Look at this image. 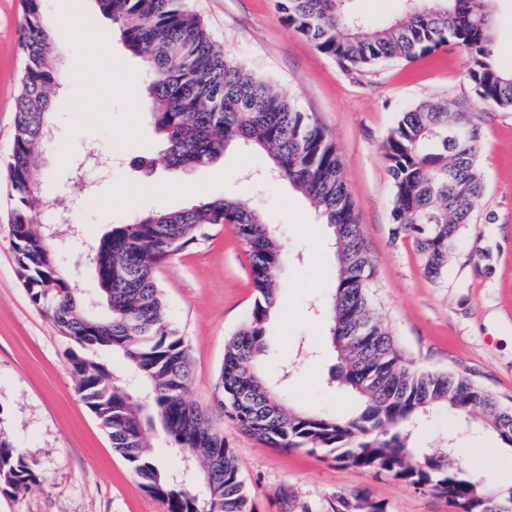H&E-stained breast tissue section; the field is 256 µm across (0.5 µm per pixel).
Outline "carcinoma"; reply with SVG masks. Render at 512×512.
Listing matches in <instances>:
<instances>
[{
	"instance_id": "obj_1",
	"label": "carcinoma",
	"mask_w": 512,
	"mask_h": 512,
	"mask_svg": "<svg viewBox=\"0 0 512 512\" xmlns=\"http://www.w3.org/2000/svg\"><path fill=\"white\" fill-rule=\"evenodd\" d=\"M24 2L25 66L7 163L17 273L30 300L73 340L66 368L141 487L166 512H252L233 448L186 400L189 347L171 328L156 281L157 268L195 242L205 226L230 224L246 247L256 291L248 322L225 344L217 383L218 402L231 421L271 447L320 451L429 488L463 512H495L503 500L512 501V489L483 486L448 463V454L413 445L412 428L429 410L466 415L479 408L486 428L512 448V409L463 376L410 367L371 308L367 289L374 270L335 144L313 114L219 48L183 0H97L123 46L151 73L150 118L161 140L152 165L210 166L229 146L244 142L270 161L265 178L285 180L309 199L331 229L338 260L331 293L337 365L328 384L354 394L361 409L350 418L295 409L259 371L267 351L265 323L278 300L282 246L258 209L233 198L213 195L112 227L92 246L104 311L92 310L42 230L50 205L32 174L49 142L60 63L42 0ZM347 2L279 0V9L288 27L349 69L411 61L447 46L465 56L474 101L418 104L401 114L383 144L393 223L413 239L426 276L438 280L458 246L460 226L470 223L485 190L472 112L478 106L512 110V69L495 57L494 0H406L401 18L370 34L364 33L365 17ZM349 327L358 336L355 345L342 343ZM94 349L118 354L126 369L95 359ZM155 426L201 474L204 498L151 453L145 428ZM33 481L23 456L0 432V486L18 492Z\"/></svg>"
}]
</instances>
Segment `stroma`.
<instances>
[{"instance_id": "35a3bbf8", "label": "stroma", "mask_w": 512, "mask_h": 512, "mask_svg": "<svg viewBox=\"0 0 512 512\" xmlns=\"http://www.w3.org/2000/svg\"><path fill=\"white\" fill-rule=\"evenodd\" d=\"M212 38L249 72L272 82L305 112L314 113L335 143L374 275L369 299L411 367L462 375L501 405L512 406V111L485 109L475 121L483 136L478 162L485 191L442 279L424 274L411 238L396 234L393 187L383 143L400 112L423 101L468 98L465 58L445 47L414 61L388 60L354 71L320 53L282 21L277 0H186ZM48 19L68 46L61 66L83 62L82 48L107 18L96 0H43ZM22 0H0V431L20 448L36 481L21 492L0 490V512H164L132 476L108 432L86 407L66 369L73 343L29 299L10 243L11 186L6 164L15 135V101L25 61L20 47ZM108 106L95 83L61 85L54 98L55 135L34 172L77 231L85 249L112 226L191 201L182 189L226 194L259 208L283 246L279 301L283 317L265 324L266 377L288 379L292 405L348 417L357 403L327 383L335 362L330 346V294L336 258L331 231L305 197L285 182H264L267 160L246 145L226 149L218 166L159 169L135 163L153 157L159 142L146 110L150 81L142 60L113 43ZM111 157V169L88 182L67 181L87 153ZM67 163H59V154ZM154 191L137 207L126 187ZM172 327L190 349V402L206 410L238 460L254 512H460L448 497L416 489L302 448H272L238 429L214 399L224 346L251 315L254 291L245 248L228 224L207 226L156 272ZM417 448L445 452L485 484L512 486V449L481 426L480 412L461 417L432 411L415 430Z\"/></svg>"}]
</instances>
